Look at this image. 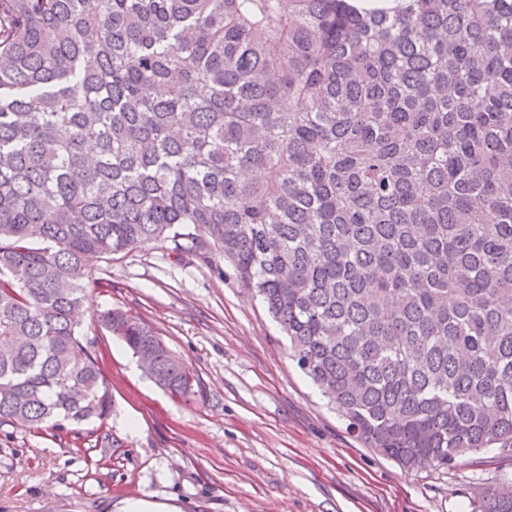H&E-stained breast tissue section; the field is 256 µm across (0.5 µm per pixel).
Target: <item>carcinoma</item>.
Masks as SVG:
<instances>
[{
  "label": "carcinoma",
  "instance_id": "carcinoma-1",
  "mask_svg": "<svg viewBox=\"0 0 512 512\" xmlns=\"http://www.w3.org/2000/svg\"><path fill=\"white\" fill-rule=\"evenodd\" d=\"M357 3L0 0V425L109 418L89 260L170 238L231 265L367 447L512 450V0ZM101 324L193 393L143 319Z\"/></svg>",
  "mask_w": 512,
  "mask_h": 512
}]
</instances>
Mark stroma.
Wrapping results in <instances>:
<instances>
[{
	"label": "stroma",
	"instance_id": "35a3bbf8",
	"mask_svg": "<svg viewBox=\"0 0 512 512\" xmlns=\"http://www.w3.org/2000/svg\"><path fill=\"white\" fill-rule=\"evenodd\" d=\"M92 269L82 333L112 415L59 439L0 425V512H116L122 499L178 512H471L480 488L512 476L500 448L408 470L366 447L227 263L168 240ZM110 308L142 318L189 367L190 400L168 397L97 325Z\"/></svg>",
	"mask_w": 512,
	"mask_h": 512
}]
</instances>
